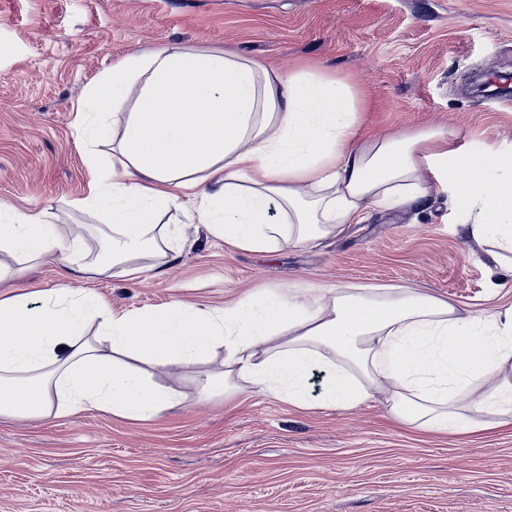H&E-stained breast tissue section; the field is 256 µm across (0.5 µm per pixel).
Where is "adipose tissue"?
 <instances>
[{"label":"adipose tissue","instance_id":"ef3b65f1","mask_svg":"<svg viewBox=\"0 0 512 512\" xmlns=\"http://www.w3.org/2000/svg\"><path fill=\"white\" fill-rule=\"evenodd\" d=\"M136 102L122 119L123 161L75 200L112 228L113 262H84L66 225L0 207V251L36 260L60 254L90 278L120 266L138 273L170 236L149 232L169 211L252 251L312 246L358 223L364 204L421 205L434 179L478 241L495 243L491 273L512 277V163L497 150L459 145V132L422 128L378 136L358 92L313 69L282 73L237 54L176 45L113 64L78 106L77 133L103 138L105 102ZM281 220L271 222V206ZM223 350L199 395L232 398L240 383L306 402L314 366L328 377L322 405L349 410L383 394L388 415L448 434L512 419V307L461 315L422 288L376 300L351 288L267 290L212 313L174 302L117 314L98 297L61 291L38 309L0 295V419L57 417L92 407L129 419L176 402L154 369L204 364Z\"/></svg>","mask_w":512,"mask_h":512}]
</instances>
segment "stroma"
<instances>
[{"mask_svg":"<svg viewBox=\"0 0 512 512\" xmlns=\"http://www.w3.org/2000/svg\"><path fill=\"white\" fill-rule=\"evenodd\" d=\"M167 45L234 53L289 73L315 66L365 94L379 133L445 126L465 148L512 156V103L476 81L512 75V0H0V202L66 224L87 258L112 230L74 200L98 175L76 130L79 99L113 63ZM331 232L318 246L243 250L169 211L179 248L134 275L73 280L56 258L24 264L0 251L13 292L39 306L69 288L116 313L182 302L223 309L265 288L411 285L461 314L512 306L493 244L430 186L423 206ZM220 359L171 365L155 379L181 397L157 418L93 408L0 420V512H512V427L456 435L397 425L381 397L322 407L250 385L239 404L201 399Z\"/></svg>","mask_w":512,"mask_h":512,"instance_id":"stroma-1","label":"stroma"}]
</instances>
